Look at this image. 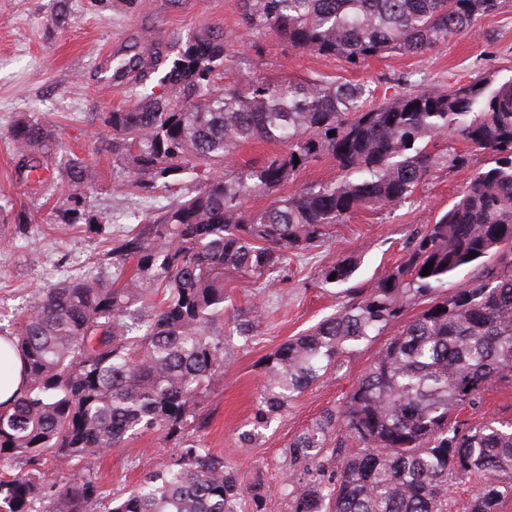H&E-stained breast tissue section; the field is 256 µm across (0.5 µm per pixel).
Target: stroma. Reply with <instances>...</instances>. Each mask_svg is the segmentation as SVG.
<instances>
[{
  "label": "stroma",
  "instance_id": "stroma-1",
  "mask_svg": "<svg viewBox=\"0 0 512 512\" xmlns=\"http://www.w3.org/2000/svg\"><path fill=\"white\" fill-rule=\"evenodd\" d=\"M59 5V0H0V199L39 210L44 218L23 238L13 225L0 223V320L5 322L26 311L34 292L81 274L103 250L102 240L54 224L51 213L66 193L63 185L36 191L14 180L5 133L19 113L52 125L63 151L95 162L98 177L87 201L106 218L111 233L134 226V212L168 201L164 193L152 200L133 194L125 174L113 173L111 159L96 152V113L132 101L131 84L113 77L119 60L165 55L187 35L210 29L235 38L236 58L223 74L227 83L322 74L367 84L383 99L400 92V79L406 75L419 87L437 90L468 84L490 69L503 78L512 76V0L447 44L420 55L386 54L357 69L335 57L291 49L275 35L245 31L235 0H69L63 23L57 16ZM486 164V154L476 152L472 168L435 173L405 203L352 213L321 246L289 257L285 269L263 282L237 278L225 283L229 300L224 328L230 333L226 367L204 402L208 425L201 436L236 471L243 486L258 483L264 488L263 500L244 496L240 512H289L280 493L288 476L284 446L323 409L346 400L395 334L387 328L345 355L340 368L289 402L261 441L243 445L238 435L253 413L264 358L334 313L343 300L341 287L323 283L322 269L359 256L353 283L369 288L400 260L416 229L433 223L458 200L473 168ZM241 325L253 334L246 347L234 334ZM465 416L473 422L512 420V383L491 385ZM173 451V441L146 432L124 447L105 450L90 467L107 496H120Z\"/></svg>",
  "mask_w": 512,
  "mask_h": 512
}]
</instances>
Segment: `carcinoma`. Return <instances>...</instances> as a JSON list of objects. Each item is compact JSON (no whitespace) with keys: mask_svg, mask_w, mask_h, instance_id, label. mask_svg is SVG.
<instances>
[{"mask_svg":"<svg viewBox=\"0 0 512 512\" xmlns=\"http://www.w3.org/2000/svg\"><path fill=\"white\" fill-rule=\"evenodd\" d=\"M504 0H238L241 24L351 68L385 53L423 54L497 12ZM233 37L192 34L165 56L121 61L134 100L100 112L112 168L150 195L193 176L194 189L147 212L118 237L86 202L95 164L57 152L55 130L20 114L7 129L17 178L69 193L56 223L106 243L112 276L93 268L33 294L4 331L27 383L0 409V512H237V474L200 439L203 399L224 375V280L255 282L325 241L359 209L406 202L434 171L488 154L461 197L406 242L399 264L309 332L264 360L251 445L298 394L386 328L400 331L340 406L284 448L290 512H450L448 479L474 490L463 512L512 504V421L452 420L491 385L512 380V77L454 89L412 87L377 101L365 84L318 76L219 83ZM335 135H329V132ZM448 136L444 151L428 140ZM249 143L280 150L224 171ZM332 158L336 180L281 192L300 170ZM299 163H294V160ZM268 197L262 208L245 206ZM17 233L39 213L0 204ZM476 252L471 256L470 252ZM430 274L422 275L426 264ZM360 258L325 268L348 282ZM467 272L462 288L449 278ZM419 303L425 308L408 318ZM156 430L176 453L104 506L98 477L58 486L45 464L71 468ZM340 439H335L338 432Z\"/></svg>","mask_w":512,"mask_h":512,"instance_id":"1","label":"carcinoma"}]
</instances>
